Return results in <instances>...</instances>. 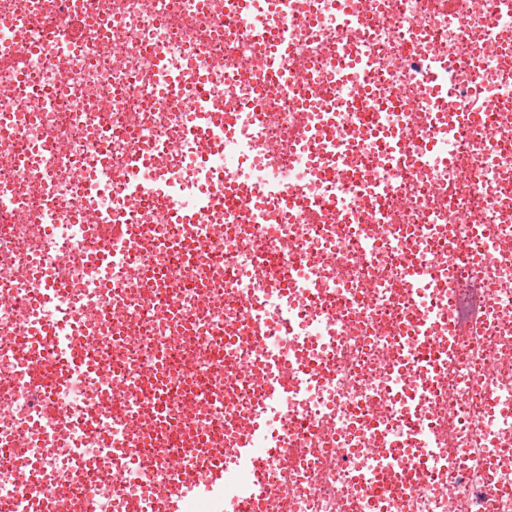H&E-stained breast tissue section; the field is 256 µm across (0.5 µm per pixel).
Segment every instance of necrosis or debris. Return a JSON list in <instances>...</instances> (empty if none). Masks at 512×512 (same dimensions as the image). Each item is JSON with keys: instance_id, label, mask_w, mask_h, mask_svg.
<instances>
[{"instance_id": "4bbe7bcc", "label": "necrosis or debris", "mask_w": 512, "mask_h": 512, "mask_svg": "<svg viewBox=\"0 0 512 512\" xmlns=\"http://www.w3.org/2000/svg\"><path fill=\"white\" fill-rule=\"evenodd\" d=\"M253 3L230 15L224 0H0V499L27 512L24 469L31 490L64 482L121 512L125 494L170 483L169 456L225 447L226 427L258 411L236 374L259 362L252 303L291 314L278 340L289 363L316 360L274 410L288 440L269 465V512H512V12L497 0ZM271 5L298 79L255 65ZM202 78L220 155L196 147L180 106ZM476 88L480 126L464 117ZM330 126L337 153L299 138ZM388 137L406 151L429 139L428 159L392 165ZM228 183L239 202L216 210ZM284 193L330 205L286 212ZM171 201L195 227L194 256ZM113 221L132 228L139 283L110 282L96 261ZM218 236L219 255L207 247ZM261 257L287 277L257 283ZM474 285L482 326L461 337L436 316ZM425 321L431 386L406 357ZM36 325L66 329L82 375L52 340L26 351ZM160 351L173 396L150 430L142 376ZM384 363L400 377L376 376ZM47 398L58 420L40 419ZM130 446L154 466L93 481ZM407 446L444 462L412 477L400 460L375 469L383 449Z\"/></svg>"}]
</instances>
